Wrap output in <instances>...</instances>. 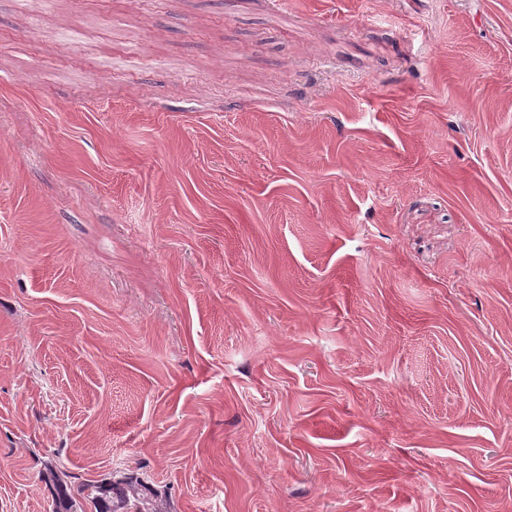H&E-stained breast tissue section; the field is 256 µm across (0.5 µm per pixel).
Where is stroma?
<instances>
[{
  "instance_id": "35a3bbf8",
  "label": "stroma",
  "mask_w": 512,
  "mask_h": 512,
  "mask_svg": "<svg viewBox=\"0 0 512 512\" xmlns=\"http://www.w3.org/2000/svg\"><path fill=\"white\" fill-rule=\"evenodd\" d=\"M512 512V0H0V512ZM51 512H164L162 493L143 478L123 473L109 475L93 483L72 484L52 468ZM86 505L91 510H86Z\"/></svg>"
}]
</instances>
